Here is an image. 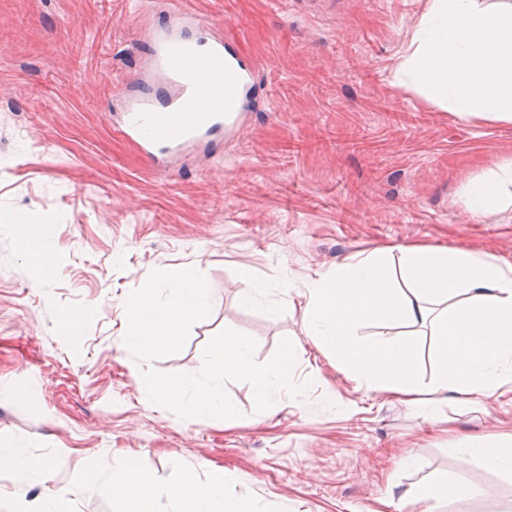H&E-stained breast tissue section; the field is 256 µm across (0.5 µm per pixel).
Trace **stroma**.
I'll return each instance as SVG.
<instances>
[{"instance_id":"stroma-1","label":"stroma","mask_w":512,"mask_h":512,"mask_svg":"<svg viewBox=\"0 0 512 512\" xmlns=\"http://www.w3.org/2000/svg\"><path fill=\"white\" fill-rule=\"evenodd\" d=\"M250 69L234 126L151 162L121 123L127 89L158 92L151 29L175 7ZM428 0H0V446L49 465L0 470V512L63 491L71 512H115L102 478L134 463L176 483L204 459L260 512H512V473L469 445L512 433V398L434 420L359 390L307 336L318 274L380 246L463 248L512 260V203L480 216L469 181L512 162V123L464 119L411 87L401 64ZM49 215L39 274L15 215ZM265 285L241 299V267ZM203 273L212 309L156 361L198 372L219 331L252 337L264 363L282 339L302 399L255 412L231 382L235 425L152 404L123 339L125 303L155 269ZM79 313L78 333L67 314ZM410 465H403L404 457ZM62 467H55L56 459ZM459 479L467 499L408 492Z\"/></svg>"}]
</instances>
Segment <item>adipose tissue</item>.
<instances>
[{"instance_id": "ef3b65f1", "label": "adipose tissue", "mask_w": 512, "mask_h": 512, "mask_svg": "<svg viewBox=\"0 0 512 512\" xmlns=\"http://www.w3.org/2000/svg\"><path fill=\"white\" fill-rule=\"evenodd\" d=\"M304 319L319 349L330 352L358 382L414 410H430L450 394L472 405L512 382V264L483 261L464 249L404 245L366 257L312 281ZM377 321L404 327L431 323L427 346L404 340L367 342L357 327ZM436 369L419 372L423 354ZM202 461L185 467L178 484L159 486L130 465L104 481L118 512H150L154 499L176 512H257L247 498L224 501L223 472L200 481Z\"/></svg>"}]
</instances>
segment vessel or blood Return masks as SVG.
<instances>
[{"mask_svg": "<svg viewBox=\"0 0 512 512\" xmlns=\"http://www.w3.org/2000/svg\"><path fill=\"white\" fill-rule=\"evenodd\" d=\"M154 67L171 89L163 103L151 98H130L129 136L148 158L173 150L202 133L224 126L233 111L238 91V58H225L223 41L194 43L172 32L155 37Z\"/></svg>", "mask_w": 512, "mask_h": 512, "instance_id": "obj_1", "label": "vessel or blood"}]
</instances>
